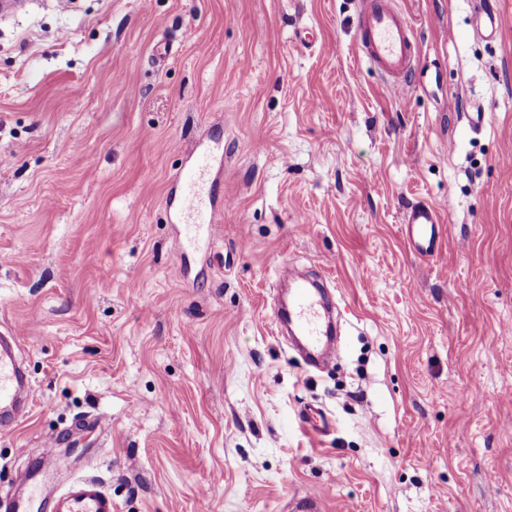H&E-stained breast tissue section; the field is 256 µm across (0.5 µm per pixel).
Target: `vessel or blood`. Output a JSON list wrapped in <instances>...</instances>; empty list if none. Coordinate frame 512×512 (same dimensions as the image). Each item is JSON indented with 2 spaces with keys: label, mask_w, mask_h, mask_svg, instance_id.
Returning <instances> with one entry per match:
<instances>
[{
  "label": "vessel or blood",
  "mask_w": 512,
  "mask_h": 512,
  "mask_svg": "<svg viewBox=\"0 0 512 512\" xmlns=\"http://www.w3.org/2000/svg\"><path fill=\"white\" fill-rule=\"evenodd\" d=\"M357 23L364 55L387 78L392 92L405 93L417 53L414 27L406 14L394 8L393 0H361ZM206 169V161L201 160L182 174L175 216L185 235L177 241V249L196 243L201 236L214 235L218 229L205 207V198L211 193L206 185ZM439 224V211L428 202L411 206L405 214L403 234L418 255L431 257L444 247ZM288 323L310 357L338 356V348L328 338L329 312L316 292L304 284H294L291 289ZM32 394L11 343L0 342V423L11 422L25 409ZM57 447L56 439L45 440L35 464L17 474L10 512H114L111 495L92 477L76 478L62 491L47 492L46 486L59 467Z\"/></svg>",
  "instance_id": "1"
}]
</instances>
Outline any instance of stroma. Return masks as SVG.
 <instances>
[{"mask_svg": "<svg viewBox=\"0 0 512 512\" xmlns=\"http://www.w3.org/2000/svg\"><path fill=\"white\" fill-rule=\"evenodd\" d=\"M487 2L490 41L473 0H396L404 98L357 0L0 17V326L37 390L0 433V512L51 436L60 484L97 477L115 512H512V0ZM204 150L220 230L183 255L171 201ZM421 199L449 241L429 260L401 232ZM285 266L330 287L324 370L276 333ZM393 0H362L357 16L362 51L388 80L390 90L403 94L416 62L414 26Z\"/></svg>", "mask_w": 512, "mask_h": 512, "instance_id": "stroma-1", "label": "stroma"}]
</instances>
